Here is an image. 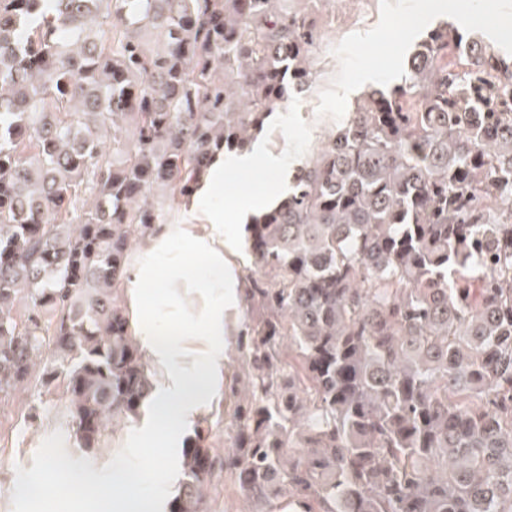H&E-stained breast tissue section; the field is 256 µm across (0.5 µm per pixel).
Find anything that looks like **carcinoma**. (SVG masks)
<instances>
[{"instance_id":"obj_1","label":"carcinoma","mask_w":512,"mask_h":512,"mask_svg":"<svg viewBox=\"0 0 512 512\" xmlns=\"http://www.w3.org/2000/svg\"><path fill=\"white\" fill-rule=\"evenodd\" d=\"M0 0V401L62 390L78 447L156 374L124 303L178 219L317 74L302 0ZM227 451L249 512H512V65L443 21L245 226Z\"/></svg>"}]
</instances>
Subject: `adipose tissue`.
Returning <instances> with one entry per match:
<instances>
[{
    "mask_svg": "<svg viewBox=\"0 0 512 512\" xmlns=\"http://www.w3.org/2000/svg\"><path fill=\"white\" fill-rule=\"evenodd\" d=\"M285 169L284 158L259 140L242 152H216L182 204L180 223L155 225L141 239L126 270V306L158 384L153 421L132 429L131 447L158 434L180 441L192 414L214 397L224 370L225 311L234 306L239 284L231 257L244 226L265 206L248 194L226 195L224 181ZM83 491L105 512H157L155 500L121 475L107 491L98 475H88Z\"/></svg>",
    "mask_w": 512,
    "mask_h": 512,
    "instance_id": "ef3b65f1",
    "label": "adipose tissue"
}]
</instances>
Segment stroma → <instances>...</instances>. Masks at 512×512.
<instances>
[{
    "instance_id": "obj_1",
    "label": "stroma",
    "mask_w": 512,
    "mask_h": 512,
    "mask_svg": "<svg viewBox=\"0 0 512 512\" xmlns=\"http://www.w3.org/2000/svg\"><path fill=\"white\" fill-rule=\"evenodd\" d=\"M428 0H343L342 10H363L361 24L345 27L339 18L317 13L325 39L318 59L315 85L289 101L273 120L268 147L282 154L289 169L309 161L326 134L350 112L366 74L386 82L400 76L409 55L426 32L458 13L483 10L512 22V0H435L439 9L426 12ZM73 423L60 392H16L0 403V512H93L80 493L86 471L98 473L110 486L116 472L139 480L142 493L167 504L182 477L179 448H129L124 436L129 424L108 430L102 447L85 457L71 436ZM62 446L61 458L45 455L51 440ZM65 471L70 481H50L52 469Z\"/></svg>"
}]
</instances>
